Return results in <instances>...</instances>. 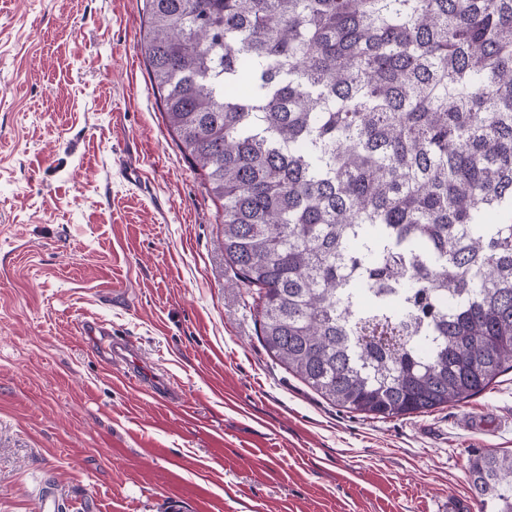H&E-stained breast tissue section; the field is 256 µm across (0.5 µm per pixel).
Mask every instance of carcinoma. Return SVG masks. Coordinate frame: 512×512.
I'll use <instances>...</instances> for the list:
<instances>
[{
    "mask_svg": "<svg viewBox=\"0 0 512 512\" xmlns=\"http://www.w3.org/2000/svg\"><path fill=\"white\" fill-rule=\"evenodd\" d=\"M266 353L373 419L512 370V0H144ZM512 512V453H478Z\"/></svg>",
    "mask_w": 512,
    "mask_h": 512,
    "instance_id": "1",
    "label": "carcinoma"
}]
</instances>
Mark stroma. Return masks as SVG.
Here are the masks:
<instances>
[{
	"label": "stroma",
	"mask_w": 512,
	"mask_h": 512,
	"mask_svg": "<svg viewBox=\"0 0 512 512\" xmlns=\"http://www.w3.org/2000/svg\"><path fill=\"white\" fill-rule=\"evenodd\" d=\"M144 20L143 0H0V512L48 491L58 512H483L472 452L512 451V372L371 419L269 357ZM113 334L181 400L112 373Z\"/></svg>",
	"instance_id": "stroma-1"
}]
</instances>
